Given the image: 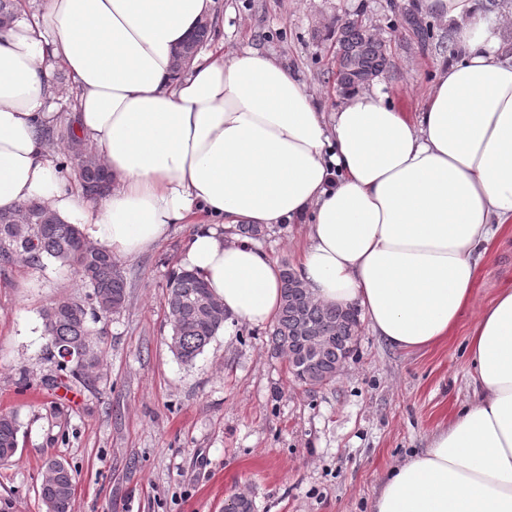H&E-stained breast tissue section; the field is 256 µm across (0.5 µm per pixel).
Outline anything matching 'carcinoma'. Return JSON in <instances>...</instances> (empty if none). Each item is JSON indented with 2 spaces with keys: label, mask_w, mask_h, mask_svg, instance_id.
Segmentation results:
<instances>
[{
  "label": "carcinoma",
  "mask_w": 512,
  "mask_h": 512,
  "mask_svg": "<svg viewBox=\"0 0 512 512\" xmlns=\"http://www.w3.org/2000/svg\"><path fill=\"white\" fill-rule=\"evenodd\" d=\"M21 0H0V28L9 29L17 16ZM213 22L198 25L182 45L192 54L208 41ZM389 57L386 45L367 37L361 26L347 22L338 38L337 68L342 83L362 84L386 71ZM41 135L48 143L65 139L69 143L61 170L70 169L88 196H103L111 189V177L93 149L78 140L73 125L64 128L46 125ZM40 261L54 260L72 269L91 289L93 308L82 301L58 300L41 313L47 351L56 358L58 348L70 346L75 355L57 366L74 379H84L99 363L98 346L92 323L97 316H110L126 305L127 281L112 252L101 247H84L72 224H65L47 206L29 202L10 211H0V262L11 263L16 257ZM283 264L282 302L270 332V346L275 354L288 356L302 348L300 336L305 325L329 331L318 346L317 361L304 371L290 365L295 381L313 389L336 380V363L352 354L357 339L359 319L351 308L343 309L309 298L300 283L288 276ZM172 328L170 348L176 358L189 365L201 355L217 332L224 327V306L212 295L205 281L194 271L180 268L173 272L167 296ZM20 423L17 414H0V463L14 460L19 447ZM38 497L45 512H73L75 475L63 459L49 457L43 463Z\"/></svg>",
  "instance_id": "cac0c4a2"
}]
</instances>
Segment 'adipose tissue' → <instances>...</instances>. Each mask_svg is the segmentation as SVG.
Listing matches in <instances>:
<instances>
[{"instance_id":"adipose-tissue-1","label":"adipose tissue","mask_w":512,"mask_h":512,"mask_svg":"<svg viewBox=\"0 0 512 512\" xmlns=\"http://www.w3.org/2000/svg\"><path fill=\"white\" fill-rule=\"evenodd\" d=\"M484 0H420L450 28L415 112L384 82L324 111L275 55L173 56L213 0H42L0 34V210L48 206L89 241L135 256L195 215L180 261L222 302L225 333L281 306V267L241 224L307 227L295 266L318 301L362 310L389 346L467 337L474 397L393 467L373 512H512V285L476 303L481 263L512 235V53ZM75 81L78 134L112 176L93 203L66 190L40 125L53 77Z\"/></svg>"}]
</instances>
